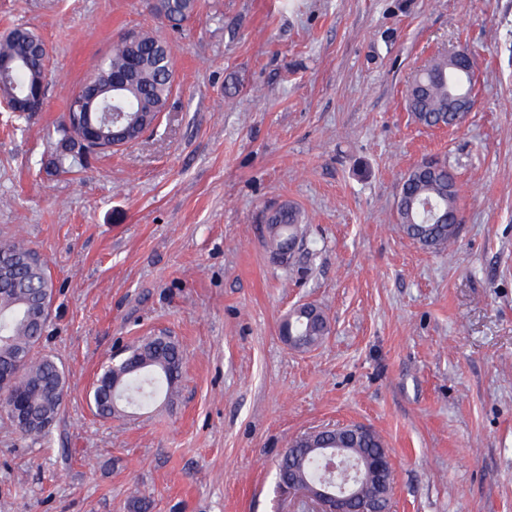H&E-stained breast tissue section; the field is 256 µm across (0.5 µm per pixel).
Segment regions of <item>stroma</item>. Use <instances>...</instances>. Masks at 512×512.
Returning <instances> with one entry per match:
<instances>
[{
    "label": "stroma",
    "mask_w": 512,
    "mask_h": 512,
    "mask_svg": "<svg viewBox=\"0 0 512 512\" xmlns=\"http://www.w3.org/2000/svg\"><path fill=\"white\" fill-rule=\"evenodd\" d=\"M0 0V36L49 49L42 111L0 105V238L50 266L39 354L65 370L44 442L0 412V512H307L275 461L302 433L361 424L395 470L389 512H512V0ZM162 33L175 88L130 146L51 161L72 93L114 42ZM466 47L475 106L428 128L404 106L417 66ZM425 159L457 175L461 223L422 250L396 203ZM301 212L285 266L270 209ZM299 303L331 331L308 350ZM184 351L172 401L99 415L101 367L147 336ZM153 8L169 21H182L196 12L197 0H154ZM324 312L315 305L294 309L285 322L283 329H288V336L293 340L290 346L308 349L318 344L329 333V322ZM303 346V347H302Z\"/></svg>",
    "instance_id": "obj_1"
}]
</instances>
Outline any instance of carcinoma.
Masks as SVG:
<instances>
[{
    "label": "carcinoma",
    "instance_id": "1",
    "mask_svg": "<svg viewBox=\"0 0 512 512\" xmlns=\"http://www.w3.org/2000/svg\"><path fill=\"white\" fill-rule=\"evenodd\" d=\"M153 8L168 20L180 22L196 12L197 0H154ZM0 58L18 62L0 81V98L16 106L46 88L48 49L33 31L17 27L1 38ZM133 60L138 68L134 88L127 91L128 102L110 98L103 102L122 112L132 106L148 112L167 107L175 80L171 50L152 33L139 32L132 40L123 37L113 43L110 54L92 73L93 82L108 85L111 75L127 70ZM455 82L459 91L472 93L474 70L458 71ZM448 102V57L441 55L414 74L406 87L405 103L420 124L441 128L453 125ZM450 184H456V179L446 164L425 162L415 166L401 185L398 219L407 237L425 250L436 251L457 235L458 225L443 219L457 210L458 189L448 191ZM265 224L267 248L280 260L305 242L300 213L290 203L269 213ZM6 262L13 263V269L0 275V368L11 370L12 384L10 390L0 392V407L23 436L36 442L48 433L64 404L63 369L50 357H33L46 323L38 319L37 304L52 297L53 281L47 261L21 242H0V266ZM284 328L297 349L316 345L329 333L328 319L315 305L293 310ZM183 364V351L171 337L148 336L132 346L126 358L103 366L93 390L94 404L100 414L114 416L129 405L147 404L160 395L169 398L176 392ZM302 438L295 440L298 450H286L276 460L277 483L296 479L315 485L325 480L346 489L353 484L356 461L384 448L380 437L362 426L318 431L316 446L334 448L339 441L354 449L348 462L331 470L324 457L301 452Z\"/></svg>",
    "mask_w": 512,
    "mask_h": 512
}]
</instances>
